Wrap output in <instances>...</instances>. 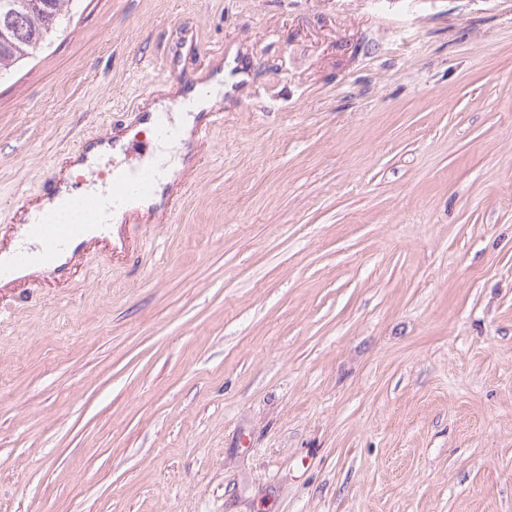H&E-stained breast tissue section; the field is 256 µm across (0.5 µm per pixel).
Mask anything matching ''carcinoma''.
Wrapping results in <instances>:
<instances>
[{
	"label": "carcinoma",
	"instance_id": "1",
	"mask_svg": "<svg viewBox=\"0 0 512 512\" xmlns=\"http://www.w3.org/2000/svg\"><path fill=\"white\" fill-rule=\"evenodd\" d=\"M72 0H0V76L44 45Z\"/></svg>",
	"mask_w": 512,
	"mask_h": 512
}]
</instances>
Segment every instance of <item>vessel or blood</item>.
<instances>
[{
    "instance_id": "obj_1",
    "label": "vessel or blood",
    "mask_w": 512,
    "mask_h": 512,
    "mask_svg": "<svg viewBox=\"0 0 512 512\" xmlns=\"http://www.w3.org/2000/svg\"><path fill=\"white\" fill-rule=\"evenodd\" d=\"M72 159L85 162L80 181L103 184V191L71 196L63 184L49 179L42 196L57 201L62 207H76L84 211L82 224H58L52 212L35 208L24 210L22 224L27 240L5 256L0 255V281L19 276L32 265H40L50 273L59 275L68 267L67 258L83 245L89 234L102 241H110L112 226L106 215L109 210L125 207L131 200L152 201V210L163 221H170L179 206L173 195L159 196L163 182L162 168L155 151L135 139L121 140L117 130L84 137L71 154Z\"/></svg>"
}]
</instances>
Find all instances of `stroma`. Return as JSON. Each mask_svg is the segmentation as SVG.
<instances>
[{"label": "stroma", "mask_w": 512, "mask_h": 512, "mask_svg": "<svg viewBox=\"0 0 512 512\" xmlns=\"http://www.w3.org/2000/svg\"><path fill=\"white\" fill-rule=\"evenodd\" d=\"M219 69L170 222L0 287V512H512V0H74L0 78V248ZM197 90H201L204 93L207 92L205 99L200 104L196 105V107L199 106L197 110L198 113L193 112L194 103L192 101L186 102L184 108L189 107V109L186 110L187 114H196L195 130L198 138H201V136L206 135L213 127L223 124L224 110L222 107H219L210 108L207 112H200L203 108L207 107L206 101L214 99L221 90L220 86L215 81H202L197 85L196 91ZM167 91L171 94V96H168L165 99H162L156 103H153L151 106H149L150 111L154 110L156 108L172 106L174 102H176V104L178 105L182 101V99L185 95H191L194 93V89L181 90L180 88H177V87L169 88ZM171 98L173 100H171ZM140 109L141 108H140L139 104H137L136 106L132 107L131 112L137 113L139 120L151 121L156 128H163L168 125L172 126L174 124V118H175L176 122L180 125L181 130H182L181 141H179L175 144H170L167 147H168L170 153L173 154L174 156L179 154V151L181 150V147H182L181 142H182V140H185L187 138L188 133L192 126L193 119H190V118L185 119L180 114H177L174 117L173 112H170L169 110L150 112V111H141Z\"/></svg>", "instance_id": "35a3bbf8"}]
</instances>
